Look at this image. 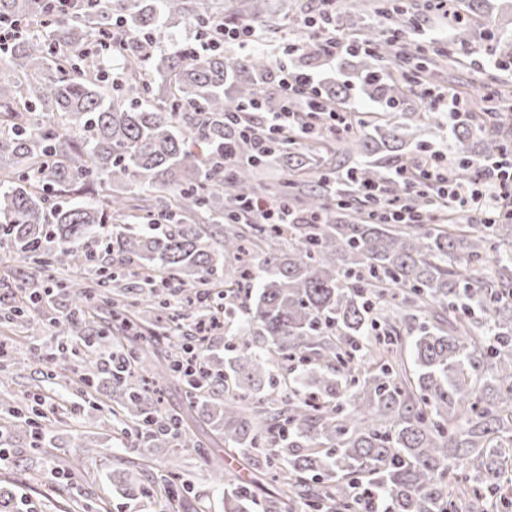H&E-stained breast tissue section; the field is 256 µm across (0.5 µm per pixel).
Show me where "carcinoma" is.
I'll list each match as a JSON object with an SVG mask.
<instances>
[{"instance_id": "1", "label": "carcinoma", "mask_w": 512, "mask_h": 512, "mask_svg": "<svg viewBox=\"0 0 512 512\" xmlns=\"http://www.w3.org/2000/svg\"><path fill=\"white\" fill-rule=\"evenodd\" d=\"M51 3L0 0V21L39 22L0 65V244L28 268L0 294L8 317L32 335L57 327L15 305L19 296L39 309L50 289L52 300L75 302L67 331L92 346L100 337L91 325L96 304L116 309L141 345L116 356L112 393L125 430L160 450L182 429L131 383L151 370L156 332L144 330L161 321L176 290L193 289L204 302L214 267L248 241L268 251L267 275L230 356L186 336L167 357L224 442L251 449L282 477L286 499L267 501L263 512H460L463 501L468 512H485L493 496L512 508L504 492L512 486V221L380 224L369 217L374 203L356 194L382 184L417 215L430 210L427 193L391 178L421 146L431 115L419 89L431 85L438 61L426 47L386 37L342 56L355 63L320 84L333 106L355 94L389 109L335 136L356 166L320 167L326 144L312 130L320 117L295 99L309 133L288 141L270 134L266 152L226 178L224 141L253 154L243 114L257 103L264 112L282 110L283 94L266 93L279 75L256 54L187 57L176 32L226 21L262 25L268 0L242 9L226 0H96L92 9L65 12ZM372 8L391 33L413 23L402 0ZM117 20V55L109 49L102 60L87 51ZM475 24L498 63L511 64L512 36L495 4L467 0L462 10L448 6L452 38L436 51L448 68L469 51ZM295 55L298 72L312 71L325 56L323 37L305 31ZM473 106L450 121L457 159L450 179L472 177L480 161L512 147L493 98ZM270 162L290 179L261 182ZM80 191L91 196L61 200ZM226 191L237 204L271 193L302 206L313 223L239 230L237 208L219 206ZM201 213L214 223H197ZM138 221L147 230L128 228ZM109 224L100 253L92 243ZM191 348L197 365L186 372L180 363ZM274 361L289 372L301 367L307 392L251 404L234 393L260 386ZM113 482L149 491L129 472ZM252 504L242 488L224 499L225 512H250Z\"/></svg>"}]
</instances>
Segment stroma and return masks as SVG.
I'll list each match as a JSON object with an SVG mask.
<instances>
[{"mask_svg":"<svg viewBox=\"0 0 512 512\" xmlns=\"http://www.w3.org/2000/svg\"><path fill=\"white\" fill-rule=\"evenodd\" d=\"M287 3V9L274 14L257 48L258 54L271 62L282 49L290 23L313 15L318 8L317 0ZM468 38L471 54L454 72L441 73L434 81V91L477 97L494 79L512 95V67L502 69L492 63L481 28L471 29ZM0 342L13 346L4 360L0 391L8 393L22 409L21 415L13 416L0 406V428L6 432L14 459L12 465L0 468V486L14 489L31 512H63L67 504L73 505V512H96V505L102 502L107 512H161L166 501L172 503L174 512H224L225 495L240 483L250 489L252 512H261L264 501L279 493L280 483L266 474L253 453L225 444L220 433L190 409L186 384L170 377L162 360H155L152 372L163 390V406L182 416L196 445L153 456L142 441L115 430L108 415L116 402L107 372H98V388L92 394L77 380L66 391L50 390L46 376L55 369L51 355L58 345L69 347L76 372L96 361V354L78 338L62 333L57 340L36 342L15 322L0 317ZM87 431L95 433L99 447L79 469L69 470L67 462L77 453L79 438ZM140 464L148 465L157 476L177 469L181 481L169 486L163 496L132 495L113 486V475Z\"/></svg>","mask_w":512,"mask_h":512,"instance_id":"1","label":"stroma"}]
</instances>
